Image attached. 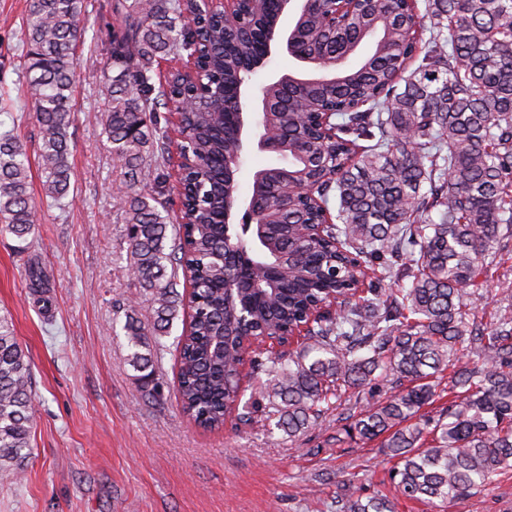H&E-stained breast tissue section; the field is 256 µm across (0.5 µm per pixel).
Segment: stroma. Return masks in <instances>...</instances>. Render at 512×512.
Listing matches in <instances>:
<instances>
[{"label":"stroma","mask_w":512,"mask_h":512,"mask_svg":"<svg viewBox=\"0 0 512 512\" xmlns=\"http://www.w3.org/2000/svg\"><path fill=\"white\" fill-rule=\"evenodd\" d=\"M112 3L83 0L71 189L56 201L42 189L39 126L21 69L28 2L0 0V135L23 144L42 215L27 247L0 233V316L29 357L36 417L22 475L0 471V512H335L342 481L355 477L364 495L395 496L397 512H435L396 497L378 442L343 438L346 417L368 392L342 395L295 439L273 427L201 431L177 397V321L156 365L162 397L144 396L126 363L123 326L131 308L150 322L151 305L127 267L115 198L124 168L101 135L109 100L102 70L122 25ZM34 261L45 274L43 307L29 289ZM446 512H512V469Z\"/></svg>","instance_id":"obj_1"}]
</instances>
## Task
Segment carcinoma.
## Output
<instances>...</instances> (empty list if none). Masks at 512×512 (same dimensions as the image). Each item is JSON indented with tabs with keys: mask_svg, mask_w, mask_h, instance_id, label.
Wrapping results in <instances>:
<instances>
[{
	"mask_svg": "<svg viewBox=\"0 0 512 512\" xmlns=\"http://www.w3.org/2000/svg\"><path fill=\"white\" fill-rule=\"evenodd\" d=\"M371 0L340 29L322 26L317 9L300 17L302 54L351 58L373 38L371 52L338 85L315 87L334 112L326 138L300 96L269 84L261 94L283 106L277 125L287 164L266 171L278 183L323 166L317 201L272 197L265 228L225 230L224 155L237 148L235 104L222 112H189L180 150L199 166L187 175L191 222L170 224L155 194L147 156L169 155L157 112L189 87L157 84L158 58L199 51L207 77L232 90L248 82L264 52L253 17H213L204 35L189 32L181 0H115L124 18L112 37L110 99L103 134L129 176L121 200L128 269L151 304L145 325L126 314L127 362L146 396L159 398L155 365L161 339L177 319V392L195 427L220 432L227 421L249 425L240 354L249 336L307 326L299 349L285 356L249 352L255 404L290 437L304 434L333 406L341 389L368 386L390 395L344 427L350 438L381 440L394 460L392 479L412 500L454 502L512 464V315L477 320L473 299L504 254H512V0ZM83 0H30L21 30L25 79L39 125L45 195L65 198L71 166L75 50ZM364 144H359V141ZM336 222L313 242L307 224L330 212ZM23 145L0 137V231L21 242L35 234ZM231 252L237 288L224 292V254ZM410 286L369 288L351 300L364 267ZM191 274L194 297L177 290L178 270ZM336 299V313L320 305ZM451 371L448 405L425 409L440 394L434 378ZM34 426L28 356L0 317V470L18 472L30 455ZM336 512H395L383 494L363 496L349 481Z\"/></svg>",
	"mask_w": 512,
	"mask_h": 512,
	"instance_id": "carcinoma-1",
	"label": "carcinoma"
}]
</instances>
